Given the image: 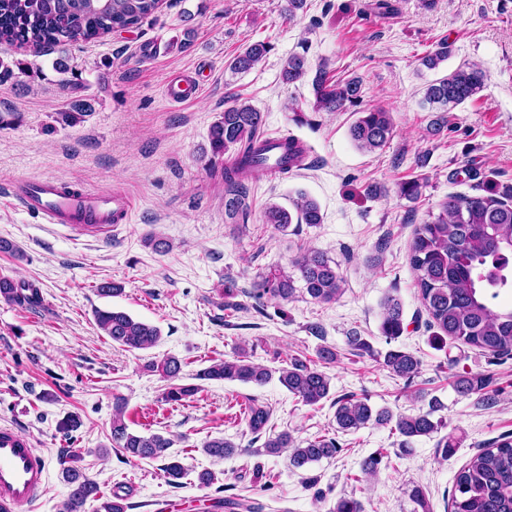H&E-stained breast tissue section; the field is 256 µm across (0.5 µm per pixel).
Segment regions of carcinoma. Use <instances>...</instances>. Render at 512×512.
Segmentation results:
<instances>
[{"mask_svg": "<svg viewBox=\"0 0 512 512\" xmlns=\"http://www.w3.org/2000/svg\"><path fill=\"white\" fill-rule=\"evenodd\" d=\"M161 0H0V49L31 46L35 49L56 48L79 42H90L117 30L137 28L160 8ZM270 45L257 42L246 46L229 63L234 73L250 70L269 52ZM448 59V43L423 59V64L436 68ZM307 75L305 57H288L281 71L283 82L291 84ZM315 112H338L362 104L363 83L358 77L337 78L321 65L312 79ZM484 87V72L475 64H463L453 72L429 84L424 99L438 105L440 115L432 120L430 133L438 135L448 128L447 112L473 99ZM263 116L252 105L239 99L224 104V112L211 125L209 143L215 156H227L224 162V213L234 219L247 209L245 180L270 173L262 167L265 151L262 131ZM393 135L390 113L380 107L364 108L350 127V137L362 150L383 148ZM283 158L275 173L287 175L305 165L309 151L290 137L282 144ZM295 212L276 204L268 205L264 223L284 232L294 222L320 224L323 217L318 203L302 193L294 200ZM409 264L414 274L418 296L437 329L434 340H450L453 344L474 347L494 356L512 355V307L494 309L489 305L486 289L512 288V185L490 184L479 196L452 195L439 204L438 213H429L417 225L410 244ZM344 279L335 262L322 252L305 250L292 261V271L274 269L254 281L249 292L258 303L265 299L286 302L300 291L318 303H332L342 294ZM0 298L19 306L40 303L35 288L18 285L0 278ZM381 333L389 341L404 332L403 308L400 300L386 296L382 303ZM98 327L113 343L129 350H147L161 339L158 327L133 318L124 311L98 309ZM383 366L410 383L419 374L421 362L412 353L390 349L383 356ZM171 381L164 392L170 402H180L201 390L202 381H228L261 386L279 373V382L307 405H317L329 398L331 378L315 364L295 359L276 371L251 360L246 347H238L231 360H216L195 375L197 384H177L182 363L168 357L160 364H150ZM485 380L460 375L455 381L458 393L469 396L482 390ZM111 442L125 455L138 459L162 460L164 477L172 485L180 484L184 466L170 459L173 441L158 433L143 435L130 430L125 421V399L113 397ZM334 421L342 432L356 431L368 425L392 426L404 442L430 436L442 424L433 420L434 408L415 415H393L387 409H376L366 397L343 396L334 401ZM270 410L264 406L249 407L247 425L251 433L261 434L270 421ZM204 452L224 459L234 455L239 446L224 438L202 444ZM266 453H288L290 465L302 469L309 464L335 457L341 446L333 437L317 436L296 439L283 431L263 444ZM384 455L373 453L360 464L365 477L376 476ZM63 464L65 481L71 491L61 512H85L89 500L100 502L97 512H126L125 497L117 493L103 499L98 484L79 469ZM329 512H363L355 496H343ZM452 512H512V433L503 434L490 447L483 448L457 473L452 494Z\"/></svg>", "mask_w": 512, "mask_h": 512, "instance_id": "1", "label": "carcinoma"}]
</instances>
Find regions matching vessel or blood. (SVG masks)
Returning <instances> with one entry per match:
<instances>
[{"instance_id":"vessel-or-blood-1","label":"vessel or blood","mask_w":512,"mask_h":512,"mask_svg":"<svg viewBox=\"0 0 512 512\" xmlns=\"http://www.w3.org/2000/svg\"><path fill=\"white\" fill-rule=\"evenodd\" d=\"M194 81L175 79L166 86L170 101L180 103L195 97ZM10 193L27 211L41 215L50 224H70L90 232H105L112 225L129 223L136 200L129 195H105L96 191H63L50 179L18 181ZM48 463L34 447L31 437L0 427V512H29L45 490Z\"/></svg>"}]
</instances>
